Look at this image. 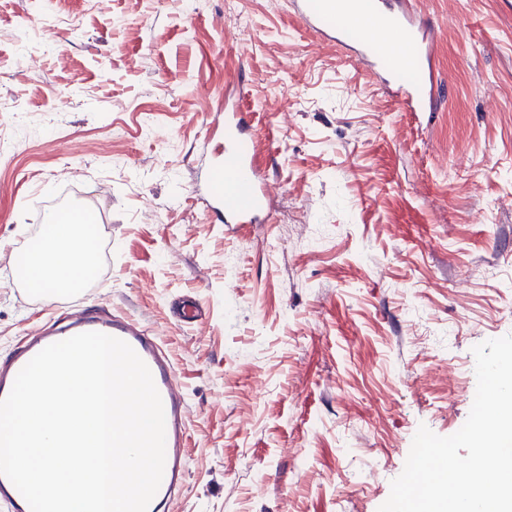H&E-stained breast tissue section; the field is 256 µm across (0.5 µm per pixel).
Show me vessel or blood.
Instances as JSON below:
<instances>
[{
  "instance_id": "vessel-or-blood-1",
  "label": "vessel or blood",
  "mask_w": 512,
  "mask_h": 512,
  "mask_svg": "<svg viewBox=\"0 0 512 512\" xmlns=\"http://www.w3.org/2000/svg\"><path fill=\"white\" fill-rule=\"evenodd\" d=\"M338 0H293L299 21L321 32L327 41L352 44L355 60L367 62L375 75L392 87L403 109L430 112L436 103L435 55L432 29L427 20L403 0H349L356 12L368 13L376 21L375 35L353 39L346 23L337 22ZM209 170L223 177L224 185L209 191L210 209L227 224H258L269 197V187L260 177L255 159L258 142L252 133L251 115L224 104V143L211 147ZM82 287L61 289L63 304L69 305L72 322L61 333L32 336L15 347L10 359L0 364V399L5 398L21 368L46 346L84 332H101L127 342L149 367L162 398L165 413V466L160 487L148 512H168L171 492L184 467L186 413L185 389L177 382L174 366L155 333L126 317L85 309ZM0 504L8 512H30L23 496L0 475Z\"/></svg>"
}]
</instances>
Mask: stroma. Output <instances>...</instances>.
Instances as JSON below:
<instances>
[{
  "instance_id": "1",
  "label": "stroma",
  "mask_w": 512,
  "mask_h": 512,
  "mask_svg": "<svg viewBox=\"0 0 512 512\" xmlns=\"http://www.w3.org/2000/svg\"><path fill=\"white\" fill-rule=\"evenodd\" d=\"M437 106L408 112L292 0H0V361L62 308L11 286L58 200L97 219L89 303L158 334L189 402L173 512H378L419 426L456 433L512 334V0H415ZM240 92L274 184L206 206ZM195 296L184 323L170 306Z\"/></svg>"
}]
</instances>
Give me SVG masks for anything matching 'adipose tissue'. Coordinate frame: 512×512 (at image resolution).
Masks as SVG:
<instances>
[{
    "label": "adipose tissue",
    "instance_id": "ef3b65f1",
    "mask_svg": "<svg viewBox=\"0 0 512 512\" xmlns=\"http://www.w3.org/2000/svg\"><path fill=\"white\" fill-rule=\"evenodd\" d=\"M95 247L84 225L55 224L30 252L27 265L39 273L42 291L65 285H79L91 275Z\"/></svg>",
    "mask_w": 512,
    "mask_h": 512
}]
</instances>
